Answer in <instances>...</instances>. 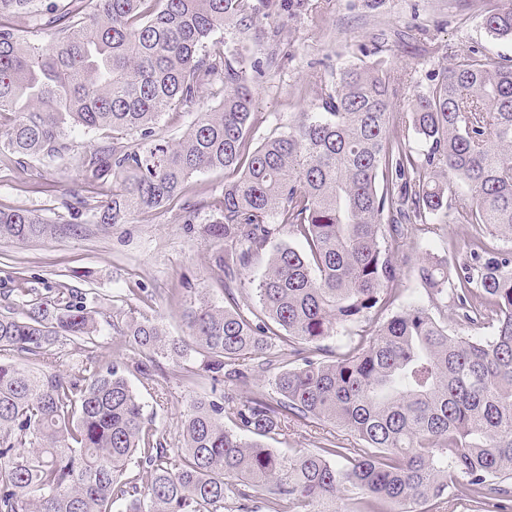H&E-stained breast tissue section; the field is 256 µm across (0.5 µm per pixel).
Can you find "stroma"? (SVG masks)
I'll list each match as a JSON object with an SVG mask.
<instances>
[{
	"instance_id": "stroma-1",
	"label": "stroma",
	"mask_w": 512,
	"mask_h": 512,
	"mask_svg": "<svg viewBox=\"0 0 512 512\" xmlns=\"http://www.w3.org/2000/svg\"><path fill=\"white\" fill-rule=\"evenodd\" d=\"M489 5L490 0H302L286 17L261 20L256 36L246 37L243 44L250 55H273L277 61L254 89V143L286 133L297 113L316 110L333 73L351 64L380 61L392 76L411 74L412 83L399 88L400 98L408 103L426 92L431 76L456 57L475 51L492 63L512 61V40L496 37L484 26ZM274 29L279 37L272 41L268 34ZM223 183L219 172L189 179L188 198L205 204L191 224L172 207L142 212L106 228L93 224L80 236L27 244L1 240L0 289L19 273L35 277L43 291L68 284L94 292L104 313L145 316L162 323L171 336H186L183 285L207 289L216 302L225 300L223 274L211 261L213 244L205 231L212 217L207 204ZM80 190L65 158L32 159L25 167L0 170V208L27 209L58 224L70 223L63 201ZM466 231V225L446 223L439 235L413 240L399 258L397 307L426 304L418 263L429 255L447 257L462 247ZM200 362L194 352L177 361L162 358L149 379L139 373L137 360L127 362L125 375L167 447H179L177 427L194 400L242 396L229 384L186 382L184 367ZM336 432L325 422L297 420L267 445L289 456L313 452Z\"/></svg>"
}]
</instances>
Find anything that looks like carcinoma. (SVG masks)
Here are the masks:
<instances>
[{"label": "carcinoma", "mask_w": 512, "mask_h": 512, "mask_svg": "<svg viewBox=\"0 0 512 512\" xmlns=\"http://www.w3.org/2000/svg\"><path fill=\"white\" fill-rule=\"evenodd\" d=\"M286 0H0V166L71 151L68 132L103 140L73 155L88 195L64 202L102 227L179 206L193 175L224 172L206 227L230 307L198 297L188 334L134 316L105 320L144 355L178 360L244 396L224 425V404L199 399L181 421L178 448L151 432L122 363L100 365L92 345L102 312L93 292L62 285L46 296L23 275L0 293V512H417L440 507L463 482L469 501L512 512V64L477 53L448 67L407 105L375 63L349 65L316 112L256 145L253 88L267 66L242 47L211 41L246 34ZM486 29L512 38V0L485 11ZM200 113L175 142L160 117ZM402 126L424 145L413 153ZM112 186L111 199L95 194ZM465 186L466 192L458 191ZM442 213L471 232L450 258L418 268L428 305L394 309L396 258ZM21 208L0 209V239L28 243L72 232ZM304 250L273 245L283 233ZM271 247L241 307L231 283ZM472 330H448V309ZM390 317L383 323L377 316ZM350 329L344 349L318 342ZM84 343L74 371L53 346ZM16 356L38 364L22 369ZM274 395L253 389L272 366ZM347 431L315 452L280 456L264 438L292 419Z\"/></svg>", "instance_id": "carcinoma-1"}]
</instances>
